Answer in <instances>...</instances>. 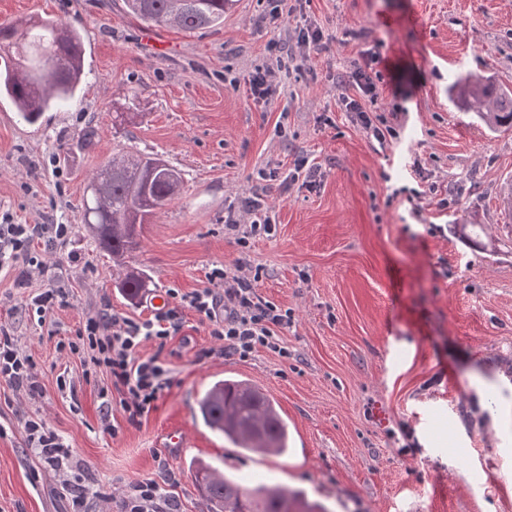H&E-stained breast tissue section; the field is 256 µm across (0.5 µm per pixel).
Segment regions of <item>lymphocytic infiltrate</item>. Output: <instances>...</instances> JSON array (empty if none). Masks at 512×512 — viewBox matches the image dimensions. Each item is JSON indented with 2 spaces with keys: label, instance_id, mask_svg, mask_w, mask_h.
<instances>
[{
  "label": "lymphocytic infiltrate",
  "instance_id": "1",
  "mask_svg": "<svg viewBox=\"0 0 512 512\" xmlns=\"http://www.w3.org/2000/svg\"><path fill=\"white\" fill-rule=\"evenodd\" d=\"M378 75L371 64L353 69L346 81L347 89L339 97L343 111L377 142L386 136L361 100L375 96ZM71 234L67 224H0V272L24 268L27 275L42 276L49 270L44 252L38 243L66 241ZM207 287L188 294L169 290V305L155 309L145 320L121 316L90 317L68 341L70 351H86L93 367L105 373L107 383L102 396L115 399L125 421L132 426L155 407L170 389L171 370L160 353L181 333L185 311H193L209 322L217 341L210 348L213 356L250 357L266 349L287 357L288 348L282 334L292 324L290 312L258 292L260 274H231L213 268ZM154 345L156 354L143 355L145 345ZM0 382L15 389L26 390L29 396L39 394L34 363L18 349L6 325L0 324ZM28 448L48 464L57 468L79 467L74 451L65 445L44 417H28L23 421ZM119 512H177L174 502L162 485L144 479L126 485L119 501Z\"/></svg>",
  "mask_w": 512,
  "mask_h": 512
}]
</instances>
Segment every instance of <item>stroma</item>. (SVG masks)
I'll return each instance as SVG.
<instances>
[{
	"label": "stroma",
	"instance_id": "stroma-1",
	"mask_svg": "<svg viewBox=\"0 0 512 512\" xmlns=\"http://www.w3.org/2000/svg\"><path fill=\"white\" fill-rule=\"evenodd\" d=\"M30 17L78 28L85 76L34 123L0 97V217L72 228L47 252L50 277H0V322L42 387L30 398L0 385V512H115L116 488L168 471L178 512H206L197 459L326 512H512V420L501 419L512 405V223L499 197L512 130L488 131L447 94L460 73L512 86V0H237L223 25L194 33L147 26L123 0H0V23ZM305 24L332 40L297 71L267 45L293 44ZM347 30L355 39L339 42ZM371 53L381 80L362 104L394 129L382 144L338 106L339 75ZM258 67L276 81L257 101L247 78ZM127 110L135 119L116 123ZM90 125L95 145L80 148ZM126 147L162 155L184 183L121 267L86 230L82 198ZM303 162L321 168L310 190L292 179ZM256 193L276 226L243 248L224 221L250 224L244 201ZM241 264L262 266L259 293L293 315L287 357L200 359L215 340L186 312L167 346L171 389L140 425L118 413L117 435L105 433L106 377L59 341L89 317L148 318L152 294L192 292L213 266ZM129 269L148 279L133 302L116 286ZM48 288L65 303L40 318L29 302ZM226 376L275 399L287 455H242L204 425L198 402ZM35 415L81 468L61 473L27 448L21 419ZM171 432L181 446H165Z\"/></svg>",
	"mask_w": 512,
	"mask_h": 512
}]
</instances>
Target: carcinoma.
<instances>
[{
    "mask_svg": "<svg viewBox=\"0 0 512 512\" xmlns=\"http://www.w3.org/2000/svg\"><path fill=\"white\" fill-rule=\"evenodd\" d=\"M128 13L147 25L184 32L216 28L233 0H124ZM11 58L0 73V96L11 99L20 116L36 122L51 107L73 98L83 74V42L72 25L53 20L0 24V48ZM450 101L471 112L490 131L512 128V90L488 77L459 76L448 86ZM110 184L102 204L84 200V223L100 250L120 260L137 245L138 228L156 210L173 201L182 188L181 173L156 154L122 151L92 175L89 185ZM146 287L130 271L119 283L134 299ZM204 424L235 447L251 453L284 456L289 451L288 424L276 401L246 379L216 381L199 402ZM199 497L207 512H324L300 495L279 487L248 489L201 461L193 462Z\"/></svg>",
    "mask_w": 512,
    "mask_h": 512,
    "instance_id": "carcinoma-1",
    "label": "carcinoma"
}]
</instances>
